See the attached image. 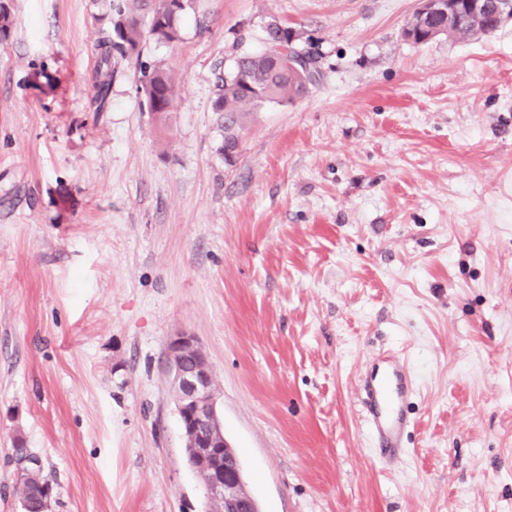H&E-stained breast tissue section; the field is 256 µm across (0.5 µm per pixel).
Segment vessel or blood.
<instances>
[{"label": "vessel or blood", "instance_id": "1", "mask_svg": "<svg viewBox=\"0 0 512 512\" xmlns=\"http://www.w3.org/2000/svg\"><path fill=\"white\" fill-rule=\"evenodd\" d=\"M413 391V378L403 359L396 355L379 359L359 379L366 427L392 463L406 455L405 437L410 421L404 406Z\"/></svg>", "mask_w": 512, "mask_h": 512}]
</instances>
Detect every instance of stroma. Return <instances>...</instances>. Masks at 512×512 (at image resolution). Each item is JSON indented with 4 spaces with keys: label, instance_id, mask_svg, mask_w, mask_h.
I'll list each match as a JSON object with an SVG mask.
<instances>
[{
    "label": "stroma",
    "instance_id": "stroma-1",
    "mask_svg": "<svg viewBox=\"0 0 512 512\" xmlns=\"http://www.w3.org/2000/svg\"><path fill=\"white\" fill-rule=\"evenodd\" d=\"M125 0H10L0 47V512L23 443L50 512H207L165 352L196 336L260 512H512V21L401 36L419 0H191L106 111L95 45ZM276 19L319 56L301 99L220 152L215 76ZM177 101L147 111L139 61ZM416 392L387 467L358 381Z\"/></svg>",
    "mask_w": 512,
    "mask_h": 512
}]
</instances>
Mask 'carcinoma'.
<instances>
[{
    "mask_svg": "<svg viewBox=\"0 0 512 512\" xmlns=\"http://www.w3.org/2000/svg\"><path fill=\"white\" fill-rule=\"evenodd\" d=\"M190 0H151L148 30H143L132 8L126 6L116 12L112 27L102 33L96 45L97 66L94 77L92 105L95 111H104L109 103L112 79L120 60L140 56L144 35L160 42L179 39V20ZM488 9L481 16L460 9L452 22L444 24L437 19L422 26L418 16H412L403 29L406 40L415 44L430 41L432 29H441L440 35L450 40H469L494 33L501 27L495 18L494 0H487ZM12 33L10 7L0 4V46L8 44ZM267 41L278 47L275 55L263 51L244 54L235 61L233 69L221 74L216 82L213 112L218 115L224 130L220 148L238 146V129L243 115L267 103L292 101L305 96L316 81L318 69L312 53L298 44L301 34L277 20L266 26ZM140 86L147 110L159 121L173 110L176 102L174 81L161 62L141 66ZM28 471L21 486V499L26 501V512H43L40 489L49 484L42 475L41 463L27 465Z\"/></svg>",
    "mask_w": 512,
    "mask_h": 512,
    "instance_id": "cac0c4a2",
    "label": "carcinoma"
}]
</instances>
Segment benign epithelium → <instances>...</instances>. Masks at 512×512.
<instances>
[{"label":"benign epithelium","mask_w":512,"mask_h":512,"mask_svg":"<svg viewBox=\"0 0 512 512\" xmlns=\"http://www.w3.org/2000/svg\"><path fill=\"white\" fill-rule=\"evenodd\" d=\"M166 365L182 428L196 438L187 455L206 474L207 499L224 502L231 512H259L233 448L225 437L213 432L215 426L222 425L217 413L218 390L196 337L188 333L171 337Z\"/></svg>","instance_id":"obj_1"}]
</instances>
